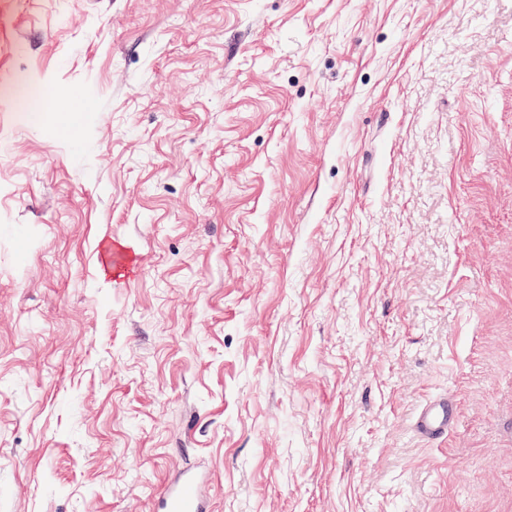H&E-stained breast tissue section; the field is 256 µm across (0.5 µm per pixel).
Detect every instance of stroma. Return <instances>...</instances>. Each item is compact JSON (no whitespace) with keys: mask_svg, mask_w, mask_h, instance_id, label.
Masks as SVG:
<instances>
[{"mask_svg":"<svg viewBox=\"0 0 512 512\" xmlns=\"http://www.w3.org/2000/svg\"><path fill=\"white\" fill-rule=\"evenodd\" d=\"M192 466L512 512V0H0V512ZM458 418V403L448 396L425 401L411 424L412 433L421 440L437 441L448 435Z\"/></svg>","mask_w":512,"mask_h":512,"instance_id":"stroma-1","label":"stroma"}]
</instances>
